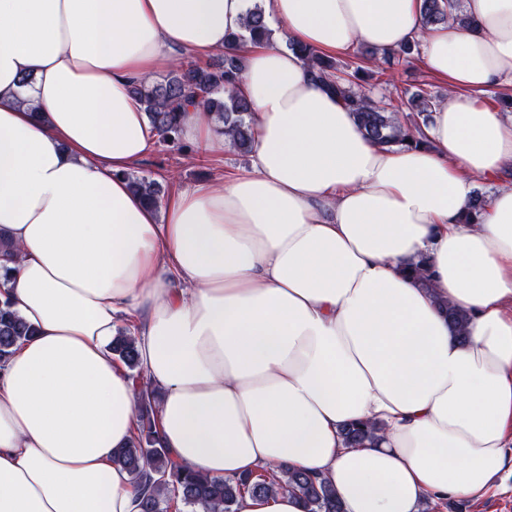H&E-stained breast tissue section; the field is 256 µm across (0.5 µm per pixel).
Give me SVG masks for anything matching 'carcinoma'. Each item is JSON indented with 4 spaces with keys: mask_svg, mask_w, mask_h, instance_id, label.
<instances>
[{
    "mask_svg": "<svg viewBox=\"0 0 512 512\" xmlns=\"http://www.w3.org/2000/svg\"><path fill=\"white\" fill-rule=\"evenodd\" d=\"M458 9L457 0H422L424 24L427 27L443 24L448 15ZM245 29L255 40L269 42L268 29L261 6L248 13ZM240 36L227 37V51L216 61L190 60L181 63L159 81L137 84L132 92L146 104V112L159 143L179 145L180 112L193 104L202 105L224 125V134L230 137L233 150L240 154L252 152L254 132L251 122V103L236 91L240 59L234 46ZM311 78L336 93L354 112L364 134L372 141L386 146H406L419 143L415 132L427 123L437 101L419 88L405 92L399 105L374 100L362 90L363 83L378 80L388 71L419 53V44L377 56L368 50L361 64L341 69L332 58L317 54L306 47L299 48ZM408 110V122L398 118V112ZM131 188L142 194L151 204H157L164 193L163 185L155 179L130 174ZM33 335V329L8 305L0 307V365L5 363L16 343ZM112 354L129 370L130 378L140 387L141 399L137 406L140 429L137 437L126 447L114 453V462L130 475L138 489L140 512H168L185 507L205 508L207 512H236L239 497L244 492L261 497L278 490L298 496L305 512H343L336 490L325 479L305 471L281 467L277 473L265 477L216 480L200 475L177 464L166 448L161 446L155 430L156 397L144 384L136 338L125 332L112 343ZM380 428L373 424L351 423L343 429L347 444L360 446L376 439Z\"/></svg>",
    "mask_w": 512,
    "mask_h": 512,
    "instance_id": "cac0c4a2",
    "label": "carcinoma"
}]
</instances>
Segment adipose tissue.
<instances>
[{
  "label": "adipose tissue",
  "instance_id": "adipose-tissue-1",
  "mask_svg": "<svg viewBox=\"0 0 512 512\" xmlns=\"http://www.w3.org/2000/svg\"><path fill=\"white\" fill-rule=\"evenodd\" d=\"M251 3L0 0V302L35 330L0 366V512H138L129 326L162 443L209 477L286 466L345 512H419L512 470V121L476 99L512 85V0L430 29L421 0H265L284 45L236 47L250 168L147 204L132 85L224 52ZM413 42L448 84L417 146L369 140L298 52ZM180 129L230 146L201 109ZM357 421L381 439L347 445Z\"/></svg>",
  "mask_w": 512,
  "mask_h": 512
}]
</instances>
